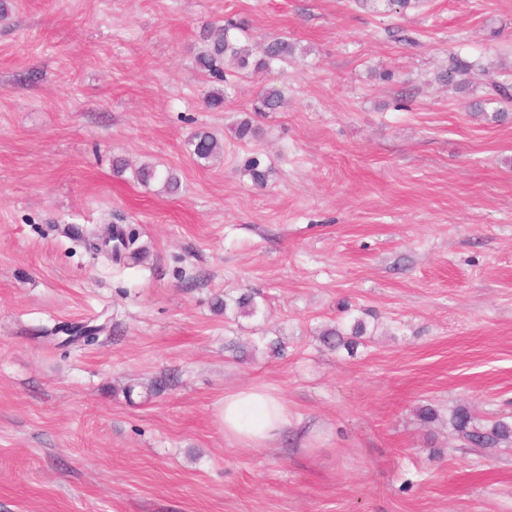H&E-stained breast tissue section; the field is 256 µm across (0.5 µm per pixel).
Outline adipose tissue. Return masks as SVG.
<instances>
[{"instance_id":"ef3b65f1","label":"adipose tissue","mask_w":512,"mask_h":512,"mask_svg":"<svg viewBox=\"0 0 512 512\" xmlns=\"http://www.w3.org/2000/svg\"><path fill=\"white\" fill-rule=\"evenodd\" d=\"M220 421L225 438L243 450L266 447L278 440L290 424L282 398L253 386L225 396Z\"/></svg>"}]
</instances>
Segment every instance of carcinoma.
I'll list each match as a JSON object with an SVG mask.
<instances>
[{"instance_id":"cac0c4a2","label":"carcinoma","mask_w":512,"mask_h":512,"mask_svg":"<svg viewBox=\"0 0 512 512\" xmlns=\"http://www.w3.org/2000/svg\"><path fill=\"white\" fill-rule=\"evenodd\" d=\"M295 56V46L284 38H274L258 46L250 44L249 36L238 24L227 20L224 23L208 24L204 28L203 48L195 55V64L220 82H227L224 73V60H229L240 70L253 69L257 72L271 65V63L288 62ZM454 76H469L478 78L488 76V72L480 65L468 61L458 55L449 58L448 72L444 73V79ZM282 104L281 94L277 90H267L258 99V105L254 107L256 112H275ZM258 132L251 116L244 113L236 121L235 134L244 141L252 140ZM187 146L190 154L197 161L209 163L220 158L223 146L217 136L208 131H197L189 139ZM136 178L147 184L153 180L161 179L166 188L175 192L179 188V180L170 171L161 174L148 165L136 170ZM128 238L124 239L114 235L116 241L114 253H121L131 260L137 259L139 250L133 248L136 233L127 231ZM216 310L224 314H233L237 317L255 318L261 312V306L257 301V293L245 292L237 296L230 293L224 294V298L216 300ZM104 326L91 323H77L58 327L54 333H63L61 345L77 343H92ZM323 342L330 348L341 346L349 347V341L340 325L327 326L321 330ZM448 424L455 435L472 448L491 449L504 444L512 443V423L502 419L490 423H480L472 417L467 408L457 407L451 410Z\"/></svg>"}]
</instances>
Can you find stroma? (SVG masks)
Instances as JSON below:
<instances>
[{
    "label": "stroma",
    "instance_id": "obj_1",
    "mask_svg": "<svg viewBox=\"0 0 512 512\" xmlns=\"http://www.w3.org/2000/svg\"><path fill=\"white\" fill-rule=\"evenodd\" d=\"M227 19L298 59L235 72L210 109L194 56ZM453 54L512 82V0H11L0 512H512V446L468 447L446 421L512 422V103L441 81ZM265 87L286 104L241 142ZM199 130L223 161L190 155ZM144 164L179 189L141 183ZM110 223L138 233V262L85 250ZM245 289L259 317L215 311ZM351 317L355 353L319 340ZM86 321L95 344L50 335ZM250 386L291 425L245 453L218 414Z\"/></svg>",
    "mask_w": 512,
    "mask_h": 512
}]
</instances>
